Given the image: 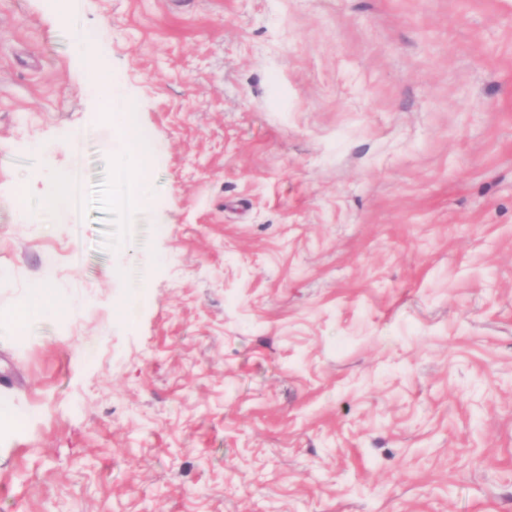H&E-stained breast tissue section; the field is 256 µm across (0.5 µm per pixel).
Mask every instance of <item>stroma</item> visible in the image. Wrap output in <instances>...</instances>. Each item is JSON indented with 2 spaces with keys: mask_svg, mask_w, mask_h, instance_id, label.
Listing matches in <instances>:
<instances>
[{
  "mask_svg": "<svg viewBox=\"0 0 512 512\" xmlns=\"http://www.w3.org/2000/svg\"><path fill=\"white\" fill-rule=\"evenodd\" d=\"M0 411V512H512V0H0Z\"/></svg>",
  "mask_w": 512,
  "mask_h": 512,
  "instance_id": "1",
  "label": "stroma"
}]
</instances>
